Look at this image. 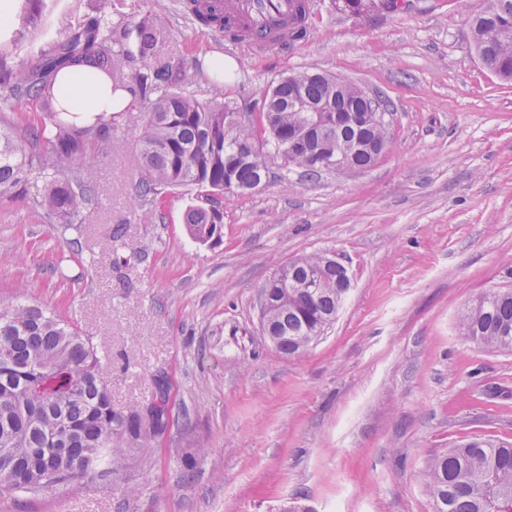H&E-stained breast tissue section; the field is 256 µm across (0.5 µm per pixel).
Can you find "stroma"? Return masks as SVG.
I'll return each instance as SVG.
<instances>
[{
  "label": "stroma",
  "mask_w": 512,
  "mask_h": 512,
  "mask_svg": "<svg viewBox=\"0 0 512 512\" xmlns=\"http://www.w3.org/2000/svg\"><path fill=\"white\" fill-rule=\"evenodd\" d=\"M167 38L156 65L198 98L260 101L293 71L385 94L389 143L371 168L306 177L272 168L258 191L218 195L221 240L195 241L194 186L138 206L146 104L90 146L96 194L72 223L23 193L0 199V303L55 311L106 366L117 410L165 402L149 446L93 476L0 497V512H432L421 470L465 439L512 442V352L460 332L462 308L512 289V81L471 47L487 0H406L364 16L312 0L308 34L253 52L211 34L183 0H123ZM223 55V77L204 68ZM336 258L351 288L300 356L264 337L260 288L289 260Z\"/></svg>",
  "instance_id": "35a3bbf8"
}]
</instances>
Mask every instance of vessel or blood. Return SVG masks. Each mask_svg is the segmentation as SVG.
Here are the masks:
<instances>
[{"mask_svg": "<svg viewBox=\"0 0 512 512\" xmlns=\"http://www.w3.org/2000/svg\"><path fill=\"white\" fill-rule=\"evenodd\" d=\"M221 6L227 18L247 29L249 46L260 53L283 33L293 0H221Z\"/></svg>", "mask_w": 512, "mask_h": 512, "instance_id": "obj_1", "label": "vessel or blood"}]
</instances>
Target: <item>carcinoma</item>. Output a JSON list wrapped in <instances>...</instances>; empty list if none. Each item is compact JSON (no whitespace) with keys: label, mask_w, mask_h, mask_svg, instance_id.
<instances>
[{"label":"carcinoma","mask_w":512,"mask_h":512,"mask_svg":"<svg viewBox=\"0 0 512 512\" xmlns=\"http://www.w3.org/2000/svg\"><path fill=\"white\" fill-rule=\"evenodd\" d=\"M86 8L62 17L57 33L45 34L35 65L10 69L0 62V107L21 98L43 105L42 118L32 125L0 114V197L21 186L32 206L68 224L93 192L76 166L93 139L112 145L111 122L95 116L90 123L58 108L53 79L63 68L103 78L114 91L154 97L139 137L142 198L150 205L176 187L224 194L234 192V182L259 181L283 147L282 138L311 119L309 112L290 109L298 90L331 106L325 154L336 153L338 141L387 143L388 123L365 111L357 86L338 89L310 70L280 78L265 95L263 136L253 126L228 128L224 114L230 103L202 101L171 70L148 64L166 38L154 17L126 15L114 0H95ZM186 8L204 27L226 26L210 0H187ZM308 14V0H295L291 39L306 34ZM467 23L482 64L512 80V0H489ZM36 166L62 177L42 185L25 181ZM223 223L215 205L186 214L198 242L221 238ZM296 262L288 287L274 288L276 349L288 357L298 354L301 340L333 323L345 296L342 272L326 256ZM459 328L478 345L512 351V289L493 291L462 309ZM165 414L163 403L149 420L137 408H112L104 366L77 328L38 305L0 303V495L49 490L87 477L112 456L144 446L163 430ZM421 481L432 512H512V443L475 437L457 444L425 460Z\"/></svg>","instance_id":"cac0c4a2"}]
</instances>
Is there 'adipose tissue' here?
Instances as JSON below:
<instances>
[{
  "label": "adipose tissue",
  "mask_w": 512,
  "mask_h": 512,
  "mask_svg": "<svg viewBox=\"0 0 512 512\" xmlns=\"http://www.w3.org/2000/svg\"><path fill=\"white\" fill-rule=\"evenodd\" d=\"M63 106L72 112L112 114L131 105L133 98L125 91H113L110 84L66 68L55 77Z\"/></svg>",
  "instance_id": "adipose-tissue-1"
}]
</instances>
